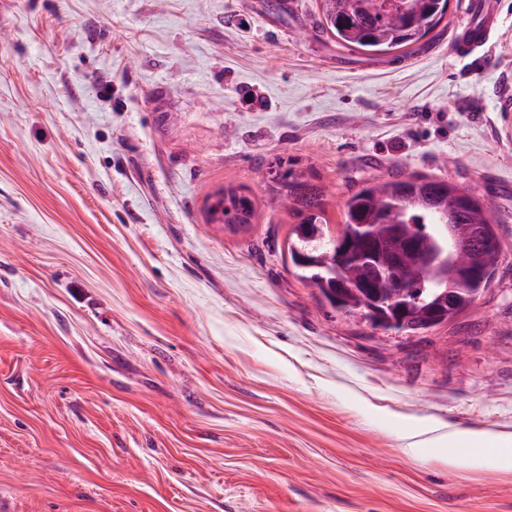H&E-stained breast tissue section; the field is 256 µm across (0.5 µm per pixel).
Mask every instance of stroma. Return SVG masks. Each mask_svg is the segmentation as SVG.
<instances>
[{
  "label": "stroma",
  "mask_w": 512,
  "mask_h": 512,
  "mask_svg": "<svg viewBox=\"0 0 512 512\" xmlns=\"http://www.w3.org/2000/svg\"><path fill=\"white\" fill-rule=\"evenodd\" d=\"M368 56L318 0H0V512H512V469L404 451L512 435V0ZM323 188L433 175L494 201V282L374 329L301 282L268 168ZM250 190L237 234L209 223ZM492 0H471L472 13L481 17L479 26L465 29L455 41V51L464 56L478 54L490 40L497 19ZM208 214L211 223L224 224L225 228L252 224L255 215L254 199L236 189L224 188L216 195Z\"/></svg>",
  "instance_id": "stroma-1"
}]
</instances>
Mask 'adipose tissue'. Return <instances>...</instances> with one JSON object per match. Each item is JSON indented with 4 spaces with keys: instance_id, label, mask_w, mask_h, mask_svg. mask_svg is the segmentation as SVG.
<instances>
[{
    "instance_id": "ef3b65f1",
    "label": "adipose tissue",
    "mask_w": 512,
    "mask_h": 512,
    "mask_svg": "<svg viewBox=\"0 0 512 512\" xmlns=\"http://www.w3.org/2000/svg\"><path fill=\"white\" fill-rule=\"evenodd\" d=\"M438 447L449 449L450 463L483 470L501 461L512 462V437L453 431L436 436Z\"/></svg>"
}]
</instances>
